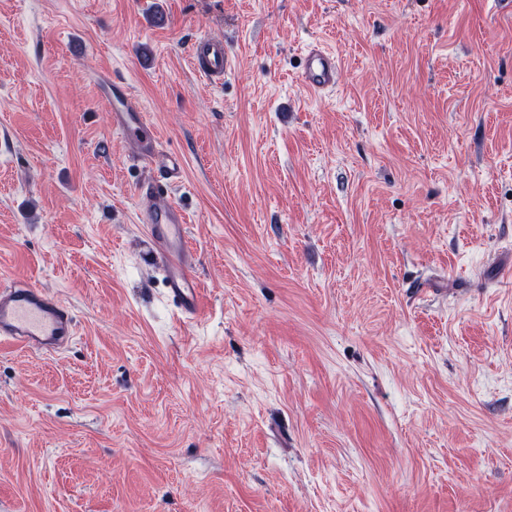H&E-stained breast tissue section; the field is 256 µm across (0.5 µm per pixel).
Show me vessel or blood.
<instances>
[{"label": "vessel or blood", "mask_w": 512, "mask_h": 512, "mask_svg": "<svg viewBox=\"0 0 512 512\" xmlns=\"http://www.w3.org/2000/svg\"><path fill=\"white\" fill-rule=\"evenodd\" d=\"M191 64L201 78L220 84L231 74L233 59L223 41L202 36L193 44ZM337 77L335 54L318 45L311 47L300 75L303 87L318 94L333 88ZM110 103L112 126L126 140L133 159L156 163L165 178L179 177L182 157L172 152L156 153L160 136L145 113L133 104L129 93L120 91ZM138 197V220L165 262L163 282L167 299L181 319L201 320L206 312L205 290L193 273L196 261L186 239L184 210L158 182L141 185ZM76 325L73 307L59 297L26 281H0L1 346H15L36 356L54 355L73 344Z\"/></svg>", "instance_id": "obj_1"}]
</instances>
